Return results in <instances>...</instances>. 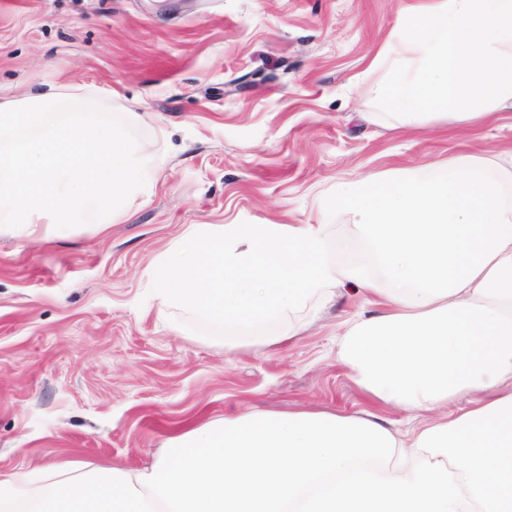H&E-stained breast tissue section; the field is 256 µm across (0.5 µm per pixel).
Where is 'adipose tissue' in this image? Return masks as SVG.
<instances>
[{
	"label": "adipose tissue",
	"mask_w": 512,
	"mask_h": 512,
	"mask_svg": "<svg viewBox=\"0 0 512 512\" xmlns=\"http://www.w3.org/2000/svg\"><path fill=\"white\" fill-rule=\"evenodd\" d=\"M375 96L402 119L512 112V0H433L402 14ZM512 166L462 154L324 199L367 260L332 257L330 224H195L147 275L165 306L223 323L224 345L271 318L303 332L354 285L378 314L341 361L372 400L418 420L402 434L365 410L241 412L173 438L148 470L0 474V512H512Z\"/></svg>",
	"instance_id": "ef3b65f1"
}]
</instances>
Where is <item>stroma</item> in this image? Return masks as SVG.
Returning a JSON list of instances; mask_svg holds the SVG:
<instances>
[{"mask_svg":"<svg viewBox=\"0 0 512 512\" xmlns=\"http://www.w3.org/2000/svg\"><path fill=\"white\" fill-rule=\"evenodd\" d=\"M432 0H0V102L90 85L136 112L152 189L111 224L0 238V473L79 460L151 465L171 438L235 411L376 410L338 340L376 311L341 290L306 330L229 351L224 327L161 306L146 276L193 224L336 223L337 186L461 153L512 157V112L397 126L368 92L400 11Z\"/></svg>","mask_w":512,"mask_h":512,"instance_id":"1","label":"stroma"}]
</instances>
